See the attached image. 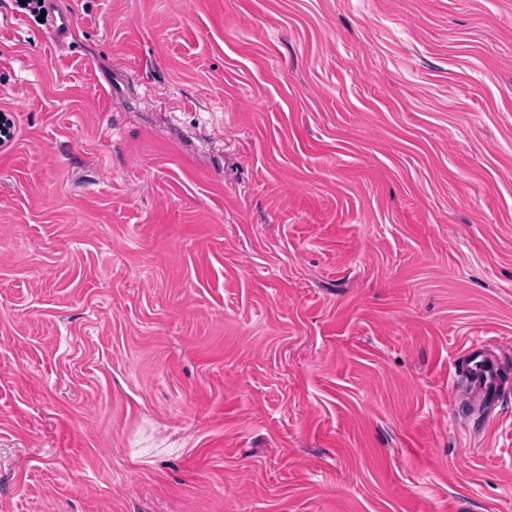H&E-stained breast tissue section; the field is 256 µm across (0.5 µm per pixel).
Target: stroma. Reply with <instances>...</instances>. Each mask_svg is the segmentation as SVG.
<instances>
[{
	"instance_id": "35a3bbf8",
	"label": "stroma",
	"mask_w": 512,
	"mask_h": 512,
	"mask_svg": "<svg viewBox=\"0 0 512 512\" xmlns=\"http://www.w3.org/2000/svg\"><path fill=\"white\" fill-rule=\"evenodd\" d=\"M0 4V512H512V0ZM47 4L46 25L47 31L55 43L62 42L70 33L73 26V15L69 9H63L59 3L60 0H13L14 9L23 15L29 16L34 20H40L44 4ZM487 346L483 340L471 342L458 356L454 366L456 396L458 381L464 378L466 400L472 412L481 417L482 428L497 418L500 396L509 389L504 377L511 372L508 364H500V358L489 356ZM489 362L495 365L493 369H489Z\"/></svg>"
}]
</instances>
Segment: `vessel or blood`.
I'll list each match as a JSON object with an SVG mask.
<instances>
[{
	"mask_svg": "<svg viewBox=\"0 0 512 512\" xmlns=\"http://www.w3.org/2000/svg\"><path fill=\"white\" fill-rule=\"evenodd\" d=\"M47 31L54 42H62L73 26L70 10L60 0H46ZM512 366L491 364L485 341L477 340L464 349L455 364L456 378L465 379L466 400L472 412L479 416L481 427H488L497 417L500 397L507 390L504 377Z\"/></svg>",
	"mask_w": 512,
	"mask_h": 512,
	"instance_id": "b4317fda",
	"label": "vessel or blood"
}]
</instances>
